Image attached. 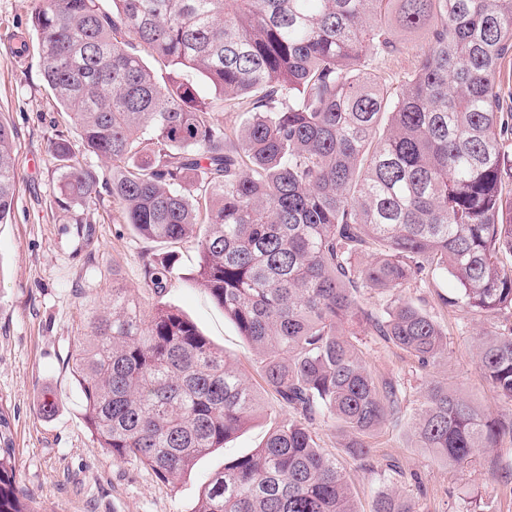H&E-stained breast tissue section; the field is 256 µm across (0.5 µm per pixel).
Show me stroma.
<instances>
[{"label": "stroma", "instance_id": "1", "mask_svg": "<svg viewBox=\"0 0 512 512\" xmlns=\"http://www.w3.org/2000/svg\"><path fill=\"white\" fill-rule=\"evenodd\" d=\"M39 0H0V120L15 132L18 183L8 223L0 224V411L10 423L16 480L33 512H191L208 479L225 461L256 448L291 412L264 384L259 358L209 295L190 279L198 261L195 238L177 244L178 261L163 294L143 275L144 260L167 245L138 236L120 218L121 206L103 193L87 205L61 207L56 136L78 137L46 84L32 16ZM144 304L178 308L230 358L260 393L267 409L224 447L200 458L177 484L159 481L137 463L114 460L91 436L68 361L88 332L90 300L106 304L113 278ZM448 332V357L434 374L480 409L507 416L505 403L475 360V341L488 324L463 309H435ZM358 336L379 377L400 383L404 412L369 440L363 460L347 452L341 426L331 419L312 430L322 451L343 468L358 512H371L382 489H396L416 512H469L482 495L487 512H512V444L480 454L460 468L417 448L411 420L426 381L403 351L363 326ZM54 394L53 416L39 412Z\"/></svg>", "mask_w": 512, "mask_h": 512}]
</instances>
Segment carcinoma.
I'll return each mask as SVG.
<instances>
[{"instance_id":"carcinoma-1","label":"carcinoma","mask_w":512,"mask_h":512,"mask_svg":"<svg viewBox=\"0 0 512 512\" xmlns=\"http://www.w3.org/2000/svg\"><path fill=\"white\" fill-rule=\"evenodd\" d=\"M41 0L32 22L44 78L81 147L109 164L106 179L69 142L60 202L100 188L140 236L176 245L193 235L194 284L208 292L260 357L262 378L294 416L260 447L224 463L192 512H357L336 460L315 442L325 417L364 459L368 439L403 412V391L378 379L356 328L430 372L447 333L408 288L446 276L463 307L491 322L476 360L512 405V113L501 67L512 52V0ZM416 51L414 68L387 67ZM147 51L196 70L205 101L176 75L158 82ZM247 114L227 127L218 111ZM14 132L0 120V224L15 202ZM144 265L160 293L175 267ZM374 289L395 295L375 310ZM71 371L85 424L102 448L176 484L262 411L253 386L182 312L145 310L112 277ZM0 412V512H34L16 483ZM417 447L458 467L512 442V416L482 412L429 376L413 421ZM371 512H414L388 490Z\"/></svg>"}]
</instances>
